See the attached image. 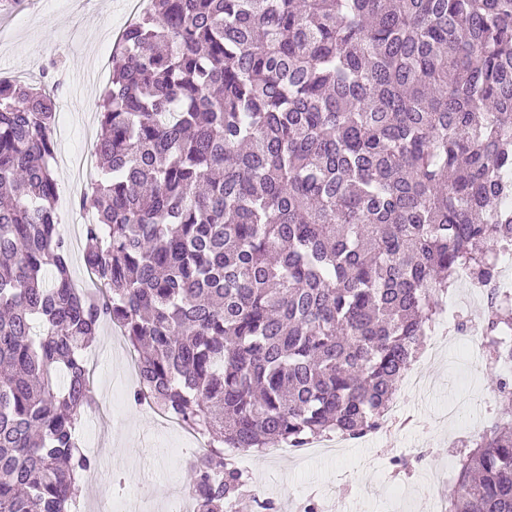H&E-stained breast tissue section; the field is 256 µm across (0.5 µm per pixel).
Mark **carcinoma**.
Here are the masks:
<instances>
[{
    "mask_svg": "<svg viewBox=\"0 0 512 512\" xmlns=\"http://www.w3.org/2000/svg\"><path fill=\"white\" fill-rule=\"evenodd\" d=\"M54 90L0 78V512H73L96 411L86 351L120 329L149 400L203 432L195 512L241 506L224 448L383 423L465 268L512 243V0H151L118 40L59 230ZM512 295L484 315L512 407ZM446 512H512V414L457 452Z\"/></svg>",
    "mask_w": 512,
    "mask_h": 512,
    "instance_id": "obj_1",
    "label": "carcinoma"
}]
</instances>
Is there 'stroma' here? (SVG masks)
<instances>
[{
    "label": "stroma",
    "instance_id": "35a3bbf8",
    "mask_svg": "<svg viewBox=\"0 0 512 512\" xmlns=\"http://www.w3.org/2000/svg\"><path fill=\"white\" fill-rule=\"evenodd\" d=\"M129 0H26L23 9L0 19V78L19 73L46 75L58 82L55 95L58 124L56 151L61 165L54 175L60 189L59 212L69 220L73 197L85 190L81 157L98 129L101 92L93 85L74 87L71 77L95 69L108 80V58L116 32L129 17ZM118 344L112 329H102L89 353L97 361L94 377L98 407L86 422L98 440L91 453L98 459L95 478L84 485L82 512H111L115 495H144L146 512H165L174 498L187 492L191 455L177 456L170 448L185 443L184 430L165 433L148 406L133 400L134 385L123 382ZM418 367L432 382L428 393L404 394L405 413L412 423L389 429L378 445L355 443L341 457L298 464L292 455L242 454L239 466L249 478L255 496L275 499L280 512H296L291 496L303 491L322 503L343 502L348 512H426L421 495L424 482L449 497L455 490L448 473L455 457L448 450L449 429L440 420L450 399L469 397L464 416L473 431L486 424L479 418V402L496 399L490 371L464 382L462 359L448 347L442 359L422 358ZM424 442L427 453L408 471L390 460L409 441Z\"/></svg>",
    "mask_w": 512,
    "mask_h": 512
}]
</instances>
